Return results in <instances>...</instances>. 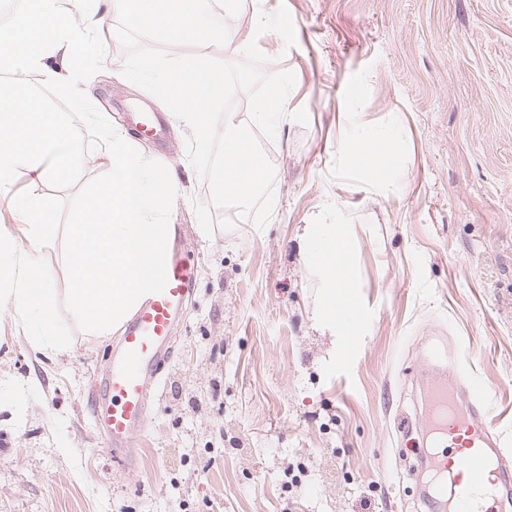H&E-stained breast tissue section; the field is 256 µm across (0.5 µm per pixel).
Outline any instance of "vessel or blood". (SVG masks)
Returning <instances> with one entry per match:
<instances>
[{
    "label": "vessel or blood",
    "mask_w": 512,
    "mask_h": 512,
    "mask_svg": "<svg viewBox=\"0 0 512 512\" xmlns=\"http://www.w3.org/2000/svg\"><path fill=\"white\" fill-rule=\"evenodd\" d=\"M163 292L146 296L113 344L87 397L106 451L125 470L138 471L136 446L147 433L149 407L161 395L173 334L183 321L196 271L182 249L166 262ZM435 493L448 512H512V446L493 433L484 413V387L461 390L434 383L423 403Z\"/></svg>",
    "instance_id": "1"
}]
</instances>
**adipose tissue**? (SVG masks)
<instances>
[{
    "label": "adipose tissue",
    "instance_id": "1",
    "mask_svg": "<svg viewBox=\"0 0 512 512\" xmlns=\"http://www.w3.org/2000/svg\"><path fill=\"white\" fill-rule=\"evenodd\" d=\"M375 134L351 139L346 153L353 169L364 179L387 190L391 180V164L387 155L377 149ZM301 239L305 254L310 255L321 276L324 292L314 319L319 329L333 336H346L360 322L361 312L355 303L353 284L346 267L348 238L343 225H304Z\"/></svg>",
    "mask_w": 512,
    "mask_h": 512
}]
</instances>
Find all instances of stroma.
I'll return each mask as SVG.
<instances>
[{
    "instance_id": "35a3bbf8",
    "label": "stroma",
    "mask_w": 512,
    "mask_h": 512,
    "mask_svg": "<svg viewBox=\"0 0 512 512\" xmlns=\"http://www.w3.org/2000/svg\"><path fill=\"white\" fill-rule=\"evenodd\" d=\"M282 5L289 50L252 25ZM228 24L296 76L267 145L271 217L200 231L211 190L188 134L123 77L104 13L98 109L131 132L134 113L160 114L161 135L137 141L178 175L171 221L196 281L133 474L85 404L113 336L76 327L68 354L41 355L0 310V512H439L411 454L430 363L482 381L512 439V0H244ZM366 130L396 171L383 192L341 159ZM320 212L352 243L362 321L344 343L315 324L320 283L298 250Z\"/></svg>"
}]
</instances>
